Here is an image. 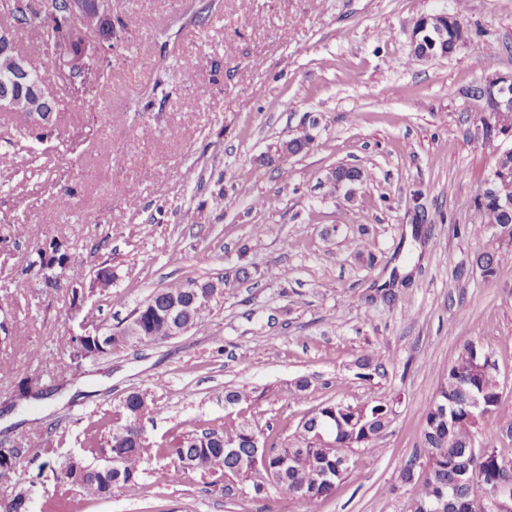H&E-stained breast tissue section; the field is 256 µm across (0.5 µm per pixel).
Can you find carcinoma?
<instances>
[{
  "label": "carcinoma",
  "instance_id": "1",
  "mask_svg": "<svg viewBox=\"0 0 512 512\" xmlns=\"http://www.w3.org/2000/svg\"><path fill=\"white\" fill-rule=\"evenodd\" d=\"M0 15L10 20V25L26 32H35L44 40L56 42L70 33L69 0H45L44 10H34L29 0H0ZM463 44L456 27L448 28V35L438 42L435 52L449 56ZM72 56L80 59L76 68L53 70L72 101L82 100L97 81L103 64L108 61L107 48L98 55L87 53L82 38L70 42ZM44 74L34 73L23 80L13 78L10 71L0 68V86H14L26 108H45L31 86L38 84ZM315 143L311 128L305 127L288 140L289 150L295 154L308 151ZM365 179L363 169L356 166L336 168L329 179L330 193L344 192ZM482 212L483 225L474 229L479 235L486 226L512 225V208L506 210L494 200L483 197L477 200ZM74 297L101 293L112 286V271L103 267L97 281L85 284L73 279ZM180 281L160 289V294L148 299L140 314L145 334L142 336H117L112 344H98L97 333H88L81 340L71 339L70 358L76 361L95 359L109 354L113 349L128 344H146L163 339V321L167 317L168 303L188 297V285ZM500 386L496 368L488 364L483 348L474 342L464 346L457 358L443 373L436 397L426 408V426L422 433L421 452L404 465L402 480L412 486L409 512H437L440 495L471 503L487 492L512 495V454L491 449V455L482 456L473 449L477 432L475 423L463 406L472 393L484 395L490 409L500 401ZM143 398L138 392L127 393L120 402V410L113 420L101 419L92 427L88 437L91 452L111 460V469L91 468L80 460L74 461L67 471L56 474V480L76 486L89 499H98L117 487L127 495L141 494L144 464L153 457L173 459L186 470L209 479L226 500H233L228 485L216 486L213 478L226 474L239 481L248 480V461L251 454L248 436L258 427L242 420L219 429L192 430L175 437L171 442H151L146 437H136L135 410ZM393 419V408L381 401L342 406L328 403L312 410L301 423L300 433L291 441L269 445L267 468L277 477V487L298 499L304 512H319L323 500L332 496L336 487L352 470L350 452L354 448H370L384 433Z\"/></svg>",
  "mask_w": 512,
  "mask_h": 512
}]
</instances>
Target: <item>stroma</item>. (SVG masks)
Returning <instances> with one entry per match:
<instances>
[{"label":"stroma","instance_id":"35a3bbf8","mask_svg":"<svg viewBox=\"0 0 512 512\" xmlns=\"http://www.w3.org/2000/svg\"><path fill=\"white\" fill-rule=\"evenodd\" d=\"M455 10L467 42L408 64L414 21ZM112 18L107 77L76 103L55 86L53 135L34 143L19 114L0 112V153L15 160L0 167V446L28 451L0 479V504L23 489L27 512H303L276 489L262 504L225 501L169 458L147 464L136 499L116 489L87 500L59 483L70 459L101 463L87 431L137 391L157 442L244 418L289 441L322 403H392L391 426L352 450L354 470L321 512H407L401 470L441 370L470 341L502 392L475 445L512 448L501 431L512 422V237L470 233L495 158L483 105L466 96L512 74V0H112ZM163 71L169 83L152 93ZM312 119L314 148L280 178L268 156ZM339 165L368 173L354 199L328 190ZM66 190L70 205L51 206ZM267 197L273 209L255 208ZM47 237L65 241L76 277L111 267V288L73 310L65 288L43 283ZM485 252L491 276L477 264ZM243 265L251 277L236 280ZM219 277L231 286L201 331L70 360L71 337L111 331L155 290ZM367 352L384 372L360 376ZM27 377L42 395L17 400ZM228 390L244 401L226 404Z\"/></svg>","mask_w":512,"mask_h":512}]
</instances>
